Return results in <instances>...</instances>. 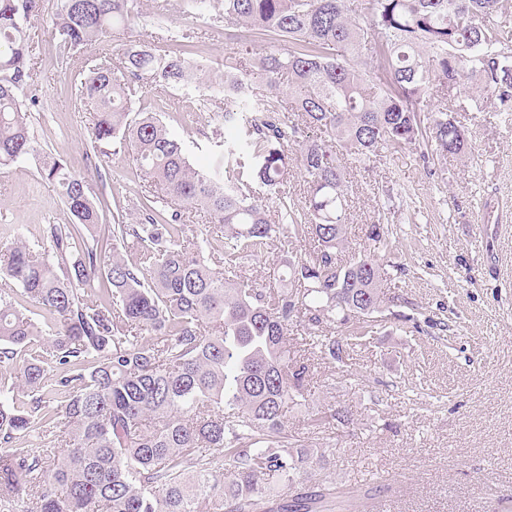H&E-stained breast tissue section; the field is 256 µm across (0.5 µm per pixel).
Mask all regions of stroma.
<instances>
[{
	"label": "stroma",
	"instance_id": "1",
	"mask_svg": "<svg viewBox=\"0 0 512 512\" xmlns=\"http://www.w3.org/2000/svg\"><path fill=\"white\" fill-rule=\"evenodd\" d=\"M56 4L43 0L26 21L37 70L26 108L38 153L0 168V245L19 230L41 243L50 225L71 221L40 173L43 153L139 211L144 186L133 154L96 168L87 160L93 106L77 98L74 80L97 58L120 56L132 40L167 51L187 34V52L214 80L241 49L255 54L272 44L265 31L229 36L215 18L195 15L188 0H140L137 22L111 44L67 52L52 28ZM457 102L464 155L435 159L428 169L406 151L348 165L346 242L337 257L346 265L355 253L376 251L394 316L343 363L316 361L306 402L287 414L289 431L323 453L312 469L316 481L371 492L390 512H512V115L476 110L464 90ZM141 104L161 114L194 166L216 162L223 97L153 86L143 88ZM388 191L391 247L378 251L366 230ZM415 311L447 322L448 331L412 332ZM335 408L347 411V421L318 428Z\"/></svg>",
	"mask_w": 512,
	"mask_h": 512
}]
</instances>
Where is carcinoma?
<instances>
[{"instance_id": "carcinoma-1", "label": "carcinoma", "mask_w": 512, "mask_h": 512, "mask_svg": "<svg viewBox=\"0 0 512 512\" xmlns=\"http://www.w3.org/2000/svg\"><path fill=\"white\" fill-rule=\"evenodd\" d=\"M224 28L272 32L283 45L224 70L207 86L233 108L222 161L194 167L153 112L134 109L139 84L197 89L184 54L130 43L75 80L95 105L91 139L132 152L149 184L142 217L95 192L63 160L41 159L72 216L30 247L0 248V512H354L330 485L304 486L319 449L288 432L286 408L306 400L305 345L340 362L383 309V268L360 254L337 263L346 237V164L412 151L460 155L454 105L426 103L470 84L512 112V30L501 0H221ZM40 0H0V167L35 152L23 98L34 85L21 23ZM139 17L137 0H59L55 34L68 49L101 43ZM288 88L292 104L278 97ZM308 185L299 206L294 163ZM273 200L268 206L255 184ZM213 227L188 245L183 222ZM112 223L94 231L104 215ZM367 238L386 248L384 224ZM304 256H298L303 243ZM282 256L278 286L256 288L242 259ZM137 261L130 262L128 256ZM97 300L90 299L98 280ZM39 311L52 324L33 317ZM336 326L337 335L326 334ZM22 362H17V357ZM58 374L51 375V372ZM39 430L41 448L17 446Z\"/></svg>"}]
</instances>
